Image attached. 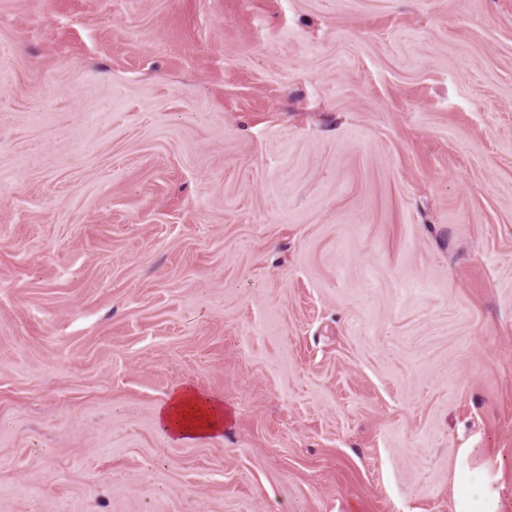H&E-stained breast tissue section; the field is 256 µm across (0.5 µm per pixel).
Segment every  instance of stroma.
I'll use <instances>...</instances> for the list:
<instances>
[{"mask_svg": "<svg viewBox=\"0 0 512 512\" xmlns=\"http://www.w3.org/2000/svg\"><path fill=\"white\" fill-rule=\"evenodd\" d=\"M462 448L512 479V0H0V512H451ZM227 420L224 403L186 384L168 394L157 414L159 431L176 441H204L222 433Z\"/></svg>", "mask_w": 512, "mask_h": 512, "instance_id": "1", "label": "stroma"}]
</instances>
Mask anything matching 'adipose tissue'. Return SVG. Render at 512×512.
I'll use <instances>...</instances> for the list:
<instances>
[{"instance_id": "1", "label": "adipose tissue", "mask_w": 512, "mask_h": 512, "mask_svg": "<svg viewBox=\"0 0 512 512\" xmlns=\"http://www.w3.org/2000/svg\"><path fill=\"white\" fill-rule=\"evenodd\" d=\"M228 420L223 403L189 385L173 389L158 408L159 431L176 441L199 442L222 433ZM452 512H507V482L492 457L460 449L453 473Z\"/></svg>"}]
</instances>
